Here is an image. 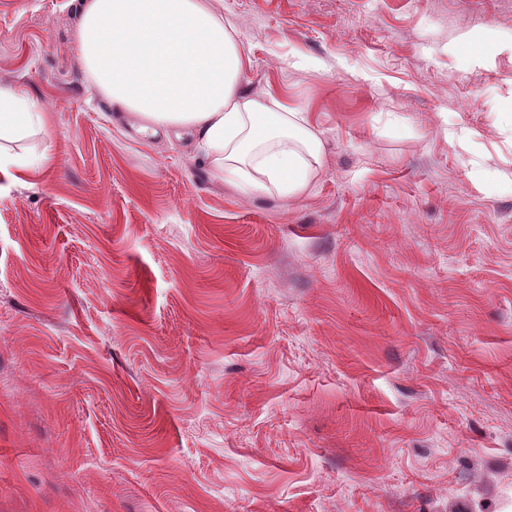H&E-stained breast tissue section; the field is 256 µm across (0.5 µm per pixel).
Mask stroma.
Instances as JSON below:
<instances>
[{
  "label": "stroma",
  "instance_id": "obj_1",
  "mask_svg": "<svg viewBox=\"0 0 512 512\" xmlns=\"http://www.w3.org/2000/svg\"><path fill=\"white\" fill-rule=\"evenodd\" d=\"M223 6L322 140L299 197L141 138L73 0H0L49 114L0 175V512H512V0ZM46 157L35 153H13L0 146V172L10 175L15 181L34 170Z\"/></svg>",
  "mask_w": 512,
  "mask_h": 512
}]
</instances>
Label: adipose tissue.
<instances>
[{
	"label": "adipose tissue",
	"mask_w": 512,
	"mask_h": 512,
	"mask_svg": "<svg viewBox=\"0 0 512 512\" xmlns=\"http://www.w3.org/2000/svg\"><path fill=\"white\" fill-rule=\"evenodd\" d=\"M78 49L93 84L140 131L189 138L211 170L247 193H304L323 157L306 113L239 88L250 62L213 0H78ZM49 122L20 92L0 87V172L20 179L34 153L3 142Z\"/></svg>",
	"instance_id": "ef3b65f1"
}]
</instances>
